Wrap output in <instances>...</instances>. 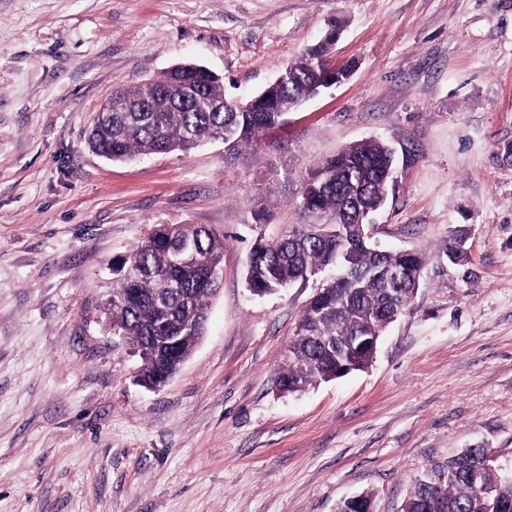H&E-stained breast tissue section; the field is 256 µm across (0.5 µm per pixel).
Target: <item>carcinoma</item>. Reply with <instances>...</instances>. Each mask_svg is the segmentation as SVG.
Masks as SVG:
<instances>
[{"instance_id":"cac0c4a2","label":"carcinoma","mask_w":512,"mask_h":512,"mask_svg":"<svg viewBox=\"0 0 512 512\" xmlns=\"http://www.w3.org/2000/svg\"><path fill=\"white\" fill-rule=\"evenodd\" d=\"M325 42L283 68L285 80L254 108L226 96L224 84L192 67L167 70L140 86L112 92L113 112L88 136L101 156L121 161L140 155L189 152L224 134V159L250 155L262 136L287 123L288 104L316 94L331 70ZM391 148L362 140L299 175L292 205L302 218L270 238H256L246 283L257 296L293 287L312 273L339 268L332 288L307 303L289 340L279 388L295 393L325 379L349 359L364 336L380 338L412 305L411 277L425 269L417 252L383 251L358 242L359 220L382 208L393 188ZM267 192L251 198L256 222L268 221ZM342 228L346 241L332 231ZM224 240L207 227L163 224L113 267L107 314L112 328L139 343V378L162 385L193 351L207 321L212 286L205 271L221 268ZM468 448L418 481L402 512H512V473Z\"/></svg>"}]
</instances>
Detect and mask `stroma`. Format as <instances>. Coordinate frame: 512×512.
I'll list each match as a JSON object with an SVG mask.
<instances>
[{"label":"stroma","instance_id":"1","mask_svg":"<svg viewBox=\"0 0 512 512\" xmlns=\"http://www.w3.org/2000/svg\"><path fill=\"white\" fill-rule=\"evenodd\" d=\"M351 76L290 113L249 164L204 143L92 153L98 106L177 63L246 99L321 40ZM393 147L372 228L426 268L371 365L294 395L277 380L316 282L257 297L258 235L299 223L248 197L343 146ZM156 224L224 237L205 335L169 382L106 316L112 266ZM466 232L465 267L443 244ZM466 448L512 470V0H0V512H400Z\"/></svg>","mask_w":512,"mask_h":512}]
</instances>
